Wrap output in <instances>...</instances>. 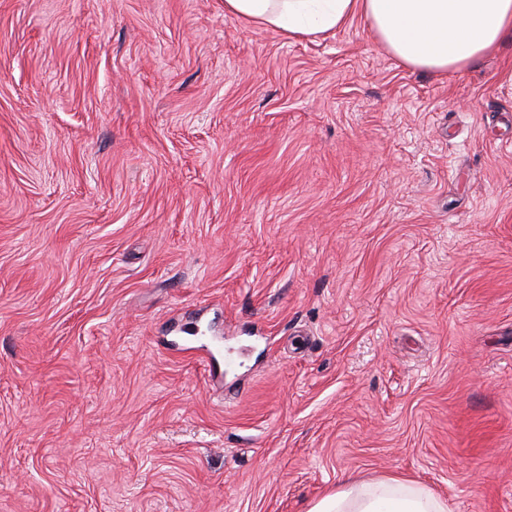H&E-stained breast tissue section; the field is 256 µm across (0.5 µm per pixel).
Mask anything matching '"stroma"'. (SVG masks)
<instances>
[{
  "instance_id": "obj_1",
  "label": "stroma",
  "mask_w": 512,
  "mask_h": 512,
  "mask_svg": "<svg viewBox=\"0 0 512 512\" xmlns=\"http://www.w3.org/2000/svg\"><path fill=\"white\" fill-rule=\"evenodd\" d=\"M512 512V39L0 0V512ZM448 504L423 487L389 477L366 482L349 477L341 489L309 512H447Z\"/></svg>"
}]
</instances>
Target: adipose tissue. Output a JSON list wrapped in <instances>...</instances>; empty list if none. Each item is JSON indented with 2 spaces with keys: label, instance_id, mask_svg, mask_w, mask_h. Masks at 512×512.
I'll return each mask as SVG.
<instances>
[{
  "label": "adipose tissue",
  "instance_id": "1",
  "mask_svg": "<svg viewBox=\"0 0 512 512\" xmlns=\"http://www.w3.org/2000/svg\"><path fill=\"white\" fill-rule=\"evenodd\" d=\"M226 13L291 39L362 18L403 65L434 74L466 68L512 36V0H224ZM309 512H448L423 487L349 478Z\"/></svg>",
  "mask_w": 512,
  "mask_h": 512
}]
</instances>
